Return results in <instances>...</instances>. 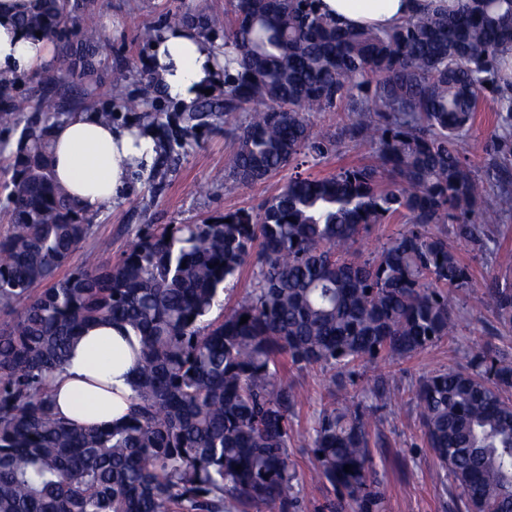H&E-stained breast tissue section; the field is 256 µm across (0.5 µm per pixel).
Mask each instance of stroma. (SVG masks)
Returning a JSON list of instances; mask_svg holds the SVG:
<instances>
[{
  "label": "stroma",
  "mask_w": 512,
  "mask_h": 512,
  "mask_svg": "<svg viewBox=\"0 0 512 512\" xmlns=\"http://www.w3.org/2000/svg\"><path fill=\"white\" fill-rule=\"evenodd\" d=\"M88 13L74 12L68 19L65 39L78 43L84 18L93 15L101 26L104 44L99 54L98 86L89 99L90 110L109 111L118 125L136 122L137 116L115 105L112 99V73L132 64L126 90L145 97L152 112L175 119L179 105L161 96L152 84L145 63L149 44L145 31L172 24L176 14L191 11L224 14L227 0H87ZM495 127L492 101L481 102L471 130L459 147L474 166L482 171L490 163L487 150ZM231 128L224 124L201 128L189 136L169 169L156 177L141 179L120 199L89 215L90 231L83 251L109 242L108 260H117L135 241L140 231L167 224H192L203 218L230 210L258 209L275 195L288 178L284 169L264 182L250 186L225 188L224 170L231 158ZM374 145L369 141H342L337 151L312 160L304 173L319 177L335 174L340 168L371 160ZM432 232L447 236L473 275V286L460 293L456 303L458 333L450 340L428 347L413 358L385 365L391 390L399 393L398 404L379 409L371 421L373 432L381 434L384 447L374 451V468L384 495L385 512H455L454 497L441 490L433 477L435 460L426 444L414 400L419 380L432 372L466 366L479 349L491 347L512 351V327L499 323L490 308L478 305L479 288L492 279L512 280V215L491 225V240L486 250H478L459 239L451 224H435ZM284 383L302 386L307 401L292 418L295 431L308 434L320 411L331 398L364 397L369 385L365 369L347 377L342 389H334L333 374L317 368L302 371L282 368ZM291 458L299 475L302 512H318L327 491L311 479V455L303 442H294Z\"/></svg>",
  "instance_id": "1"
}]
</instances>
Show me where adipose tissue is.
I'll list each match as a JSON object with an SVG mask.
<instances>
[{"label":"adipose tissue","mask_w":512,"mask_h":512,"mask_svg":"<svg viewBox=\"0 0 512 512\" xmlns=\"http://www.w3.org/2000/svg\"><path fill=\"white\" fill-rule=\"evenodd\" d=\"M32 0H0V76L22 77L53 63L50 39L20 26L18 17ZM458 0H317L320 15L345 29H393L432 6L455 11ZM222 53L195 29L164 27L151 41L146 64L165 98L191 104L217 83ZM53 174L83 213L93 214L120 198L131 181L147 174L156 156L151 128L103 122L95 111L57 124ZM137 363L119 325L85 329L68 363L56 377L55 408L84 425L121 419L131 394Z\"/></svg>","instance_id":"obj_1"}]
</instances>
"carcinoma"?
Returning <instances> with one entry per match:
<instances>
[{
    "label": "carcinoma",
    "mask_w": 512,
    "mask_h": 512,
    "mask_svg": "<svg viewBox=\"0 0 512 512\" xmlns=\"http://www.w3.org/2000/svg\"><path fill=\"white\" fill-rule=\"evenodd\" d=\"M232 14L188 13L204 36L224 29V92L157 122L160 158L183 136L238 123L226 169L232 186L263 181L342 139H370L374 158L329 177L295 172L254 211L199 224L147 228L113 263L88 255L60 270L89 233L84 213L55 181L47 116L20 131L9 166L12 232L0 240V512H299L292 416L306 395L279 378L298 370L342 375L369 360L405 361L455 336L451 297L472 286L468 267L432 224L486 246L485 226L512 214V0H461L393 30H343L314 0H232ZM66 0H36L21 24L58 39ZM103 33L86 15L80 43L65 44L40 73L36 110L78 76L92 81ZM127 70L112 96L129 112ZM495 101L493 162L473 173L458 150L486 96ZM341 107L351 122L313 131L310 114ZM31 101L0 80V114L19 122ZM495 205L482 210L489 191ZM405 219L366 258L349 252L371 224ZM256 282L239 305L212 317L225 284L248 264ZM483 296L512 326V283ZM249 316L246 323L241 317ZM127 326L138 346L127 414L106 426L54 410L55 374L90 324ZM371 398L395 394L373 376ZM414 399L443 488L465 512H512V353L486 348L465 367L420 379ZM365 401L335 402L303 437L326 512H384ZM240 470H235L236 466ZM352 472L344 471V466Z\"/></svg>",
    "instance_id": "cac0c4a2"
}]
</instances>
